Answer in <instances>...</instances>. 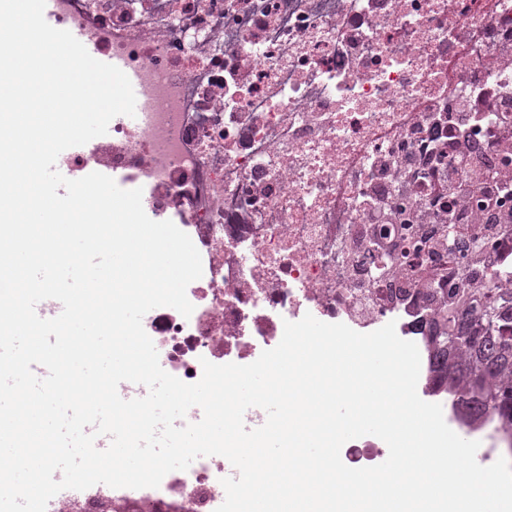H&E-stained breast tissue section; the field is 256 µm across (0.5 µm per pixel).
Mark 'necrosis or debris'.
<instances>
[{"instance_id": "1", "label": "necrosis or debris", "mask_w": 512, "mask_h": 512, "mask_svg": "<svg viewBox=\"0 0 512 512\" xmlns=\"http://www.w3.org/2000/svg\"><path fill=\"white\" fill-rule=\"evenodd\" d=\"M57 28L78 30L141 77V113L111 121L95 156L62 152L70 178L91 164L142 188L152 220L190 236L203 275L190 317L149 311L159 360L186 383L203 362L249 364L285 322L312 314L360 333L395 322L422 343L437 303L425 290L473 270L512 286V223L483 221L467 198L425 226L408 188L443 168L437 132L451 105L493 87L512 105V0H49ZM460 120L469 121L467 113ZM500 118L469 121V172L501 166L480 146ZM219 455L156 488L68 490L53 512H216Z\"/></svg>"}]
</instances>
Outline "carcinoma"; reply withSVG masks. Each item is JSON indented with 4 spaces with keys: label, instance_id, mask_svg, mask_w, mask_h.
<instances>
[{
    "label": "carcinoma",
    "instance_id": "1",
    "mask_svg": "<svg viewBox=\"0 0 512 512\" xmlns=\"http://www.w3.org/2000/svg\"><path fill=\"white\" fill-rule=\"evenodd\" d=\"M425 336L430 352L426 392L467 400L474 422H497L512 439V288H441Z\"/></svg>",
    "mask_w": 512,
    "mask_h": 512
}]
</instances>
